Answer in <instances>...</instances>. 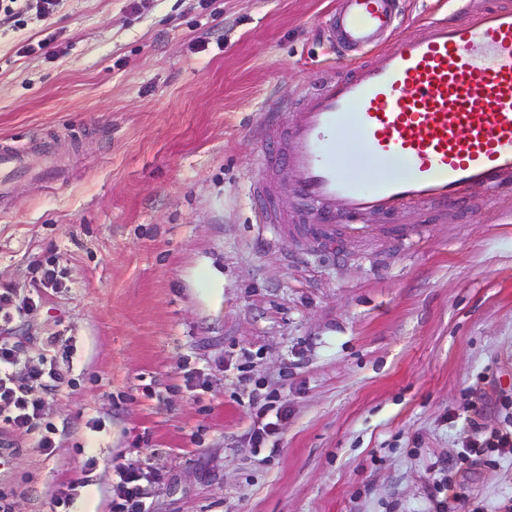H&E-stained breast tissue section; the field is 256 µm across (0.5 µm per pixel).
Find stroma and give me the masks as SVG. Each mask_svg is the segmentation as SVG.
<instances>
[{
    "instance_id": "obj_1",
    "label": "stroma",
    "mask_w": 512,
    "mask_h": 512,
    "mask_svg": "<svg viewBox=\"0 0 512 512\" xmlns=\"http://www.w3.org/2000/svg\"><path fill=\"white\" fill-rule=\"evenodd\" d=\"M335 0H11L0 14V147L44 143L60 179L0 206V321L28 360L40 430L0 431L9 512H112L126 463L156 475L144 512H427L456 459L469 391L512 399V189L383 217L320 246L263 231L251 186L263 118L344 73ZM424 232L407 250L400 235ZM55 269L58 286L37 281ZM285 406L255 449L258 401ZM495 512L512 458L467 466ZM71 492L69 506L57 505Z\"/></svg>"
}]
</instances>
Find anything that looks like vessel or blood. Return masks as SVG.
Masks as SVG:
<instances>
[{
  "label": "vessel or blood",
  "instance_id": "b4317fda",
  "mask_svg": "<svg viewBox=\"0 0 512 512\" xmlns=\"http://www.w3.org/2000/svg\"><path fill=\"white\" fill-rule=\"evenodd\" d=\"M399 0H338L328 35L350 69L285 113L281 154L260 157L252 200L262 228L289 231L269 207L277 178L315 211L314 238L344 224L350 235L377 232L366 215L393 213L429 201L455 203L474 186L499 191L512 177V4L490 0L465 12L449 0L447 16L400 39ZM353 133L370 165H398V177L348 172L336 138ZM57 170L45 149L0 150V199L11 176L47 180Z\"/></svg>",
  "mask_w": 512,
  "mask_h": 512
}]
</instances>
